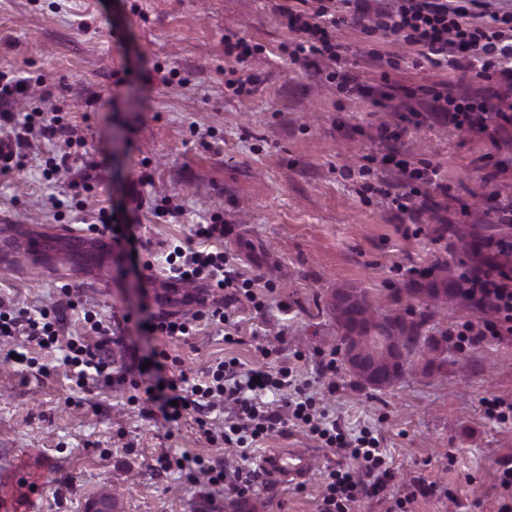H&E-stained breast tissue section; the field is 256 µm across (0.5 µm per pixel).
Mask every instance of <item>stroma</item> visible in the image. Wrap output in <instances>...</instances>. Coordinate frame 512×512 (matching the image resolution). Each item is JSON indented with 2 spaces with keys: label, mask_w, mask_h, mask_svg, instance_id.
Returning a JSON list of instances; mask_svg holds the SVG:
<instances>
[{
  "label": "stroma",
  "mask_w": 512,
  "mask_h": 512,
  "mask_svg": "<svg viewBox=\"0 0 512 512\" xmlns=\"http://www.w3.org/2000/svg\"><path fill=\"white\" fill-rule=\"evenodd\" d=\"M283 0H0V71L25 86L12 111L39 109L62 117L85 140L81 157L58 179L43 170L54 146L29 150L22 169L0 172V240L12 256L0 261V306L35 310L55 306L62 283L40 271L26 252L30 232L88 229L99 208L132 209L131 188L143 206L140 232L152 245L190 236L193 225L230 224L222 247L242 271L274 287L261 311L243 310L237 342L216 327L174 338L167 350L189 375L211 361L238 358L246 366L277 368L302 353L300 371L343 426L374 428L393 460L390 493L427 481L436 494L420 497L412 512H496L502 490L496 471L512 459V424L486 417L482 401L512 402V337L466 349L444 347L446 363L427 375L413 365L384 390L360 387L341 364L336 324L327 310L341 285L364 288L385 310L418 306L405 292L413 268L444 254L466 261L443 224H490L497 200L512 198V124L499 144L487 134L458 130L424 111L423 87L442 79V68L407 56L386 71L370 60L388 44L354 28L337 30L341 64L363 86L339 94L321 76L327 63L291 60L281 47L290 33ZM235 32L263 46L251 61L254 93L234 96L224 59V35ZM396 97L381 98L386 84ZM420 113L417 124L399 116ZM397 138L380 139L381 124ZM437 166L447 192L420 185L415 217L392 211L367 195L358 170L373 182L397 186L405 175L388 156ZM151 181L140 184L141 176ZM168 201L172 215L157 217ZM127 251L109 264L112 286L82 281L71 287L62 336L85 335L82 311L94 308L120 340L134 341L139 358L158 342L138 325L150 314L192 313L198 288L167 291L161 267L144 281ZM279 347L262 357L258 343ZM62 351L46 353V372L0 363V512H94L97 499L117 488L113 512H317L323 480L341 456L299 429L269 436L252 451L308 452L313 469L300 488L264 483L245 499L210 496L166 460L182 452L208 456L233 468L223 445H212L193 421L171 429L127 403V387L104 382L81 391L67 379ZM336 360L335 371L321 365Z\"/></svg>",
  "instance_id": "obj_1"
}]
</instances>
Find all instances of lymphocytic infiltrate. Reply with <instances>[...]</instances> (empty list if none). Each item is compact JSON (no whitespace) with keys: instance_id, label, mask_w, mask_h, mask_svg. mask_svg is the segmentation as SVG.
<instances>
[{"instance_id":"lymphocytic-infiltrate-1","label":"lymphocytic infiltrate","mask_w":512,"mask_h":512,"mask_svg":"<svg viewBox=\"0 0 512 512\" xmlns=\"http://www.w3.org/2000/svg\"><path fill=\"white\" fill-rule=\"evenodd\" d=\"M291 37L283 50L293 60L314 55L334 62L326 79L341 94L350 96L360 89L355 77L339 68L343 49L336 32L343 27L380 36L384 42L400 46L424 58L432 65L469 74L473 85L447 81L427 89L429 108L444 122L457 129L486 132L498 130L500 120L512 111V101L504 89H512V12L481 6L480 0H393L391 6H375L374 0H298L282 7ZM8 129L14 147L6 155L8 167H20L22 151L33 139L56 141L59 153L52 158L50 169L69 168L72 148L78 145L71 128L58 116L33 120L0 111V129ZM430 184L447 191L438 168L430 164L408 170L399 189L391 191L381 185L365 183L366 192L389 199L399 214L412 213L419 195L418 184ZM229 228L224 224L196 225L193 235L170 242L165 255L169 278L195 283L206 281L208 287L223 291L220 299L202 304L191 315L175 317L157 313L150 317L153 335L164 338L191 336L200 324L223 327L225 341H232L239 327L230 312L232 304L245 301L262 308L255 292L260 276H245L230 263L222 251L200 250L194 240L216 245L223 241ZM464 286L473 299L488 309L486 318L459 324L454 336L458 346H473L488 339L512 335V279L490 273L466 270ZM84 320L92 335L68 342L63 362L78 389L105 381L130 383L131 404L139 412L159 410L169 426L180 425L193 417L200 433L211 444L222 443L234 450L239 462L227 471L210 465L200 454H182L175 464L188 479L208 487H221L229 495L245 498L258 491L262 473L252 467L251 447L265 437L296 427L315 439L321 447L343 452L346 462L330 470L324 482L318 512H353L363 499L387 495L393 469L381 448L378 434L364 427L357 434L344 432L335 418L327 413L319 399L310 393L308 383L296 368L282 366L270 371L262 367L246 368L234 358L214 362L203 377H189L179 362L166 350L154 353L157 371L170 372L166 397L153 393L151 380L139 377L141 364L136 350H129L126 360L115 362L109 350L112 328L96 312L85 311ZM62 320L53 308L38 312L25 309H0V337L14 336L23 330L32 347L48 349L58 341ZM230 406L234 417L216 428L209 417L217 402ZM433 484L416 483L402 496L387 495V512H409L420 496L433 494Z\"/></svg>"}]
</instances>
